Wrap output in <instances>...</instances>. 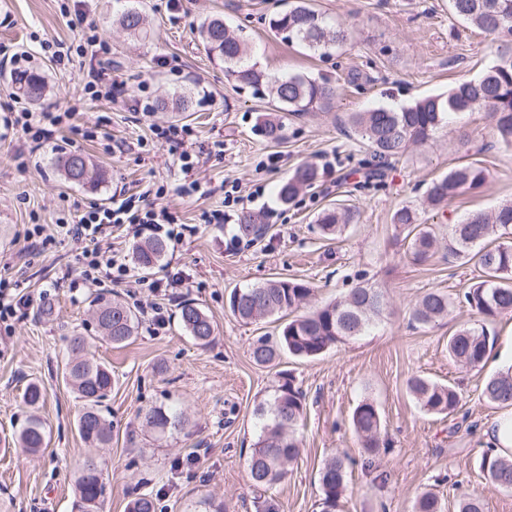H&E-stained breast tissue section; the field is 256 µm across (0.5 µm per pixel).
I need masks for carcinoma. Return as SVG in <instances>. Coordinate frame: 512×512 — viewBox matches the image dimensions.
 <instances>
[{"label": "carcinoma", "mask_w": 512, "mask_h": 512, "mask_svg": "<svg viewBox=\"0 0 512 512\" xmlns=\"http://www.w3.org/2000/svg\"><path fill=\"white\" fill-rule=\"evenodd\" d=\"M449 9L458 20L472 25L493 39L512 46V0H448ZM118 24L133 34L145 33L140 11L128 8L117 17ZM270 29L285 41L296 43L320 57L330 55L345 39V30L323 13L313 9L308 0H292L290 7L270 20ZM200 36L210 54L226 65L228 76L253 89L257 95L267 91L280 112L301 116L314 109L331 107L336 85L327 77L293 74L271 75L257 64L248 62L249 46L224 20L213 18L202 25ZM10 82L22 96L38 101L44 92L43 76L36 70L15 69ZM485 107L496 132L497 143L512 148V55H500L478 78L462 79L448 93L427 95L400 107L381 106L367 112H354L348 122L365 141L373 158L388 162L401 157L413 145H424L435 133L455 118ZM64 178L78 185H95L103 178L99 168L81 154L56 159ZM487 169L477 162L458 165L448 174L433 180L426 190L429 206L438 208L465 190L482 187ZM317 180L314 166L304 164L281 184L279 200L287 204L300 189ZM355 214L349 209L331 207L318 216L322 234L329 240L342 233ZM392 223L408 229L413 260L424 262L442 247L453 259L470 263L477 271L463 292L464 303L482 317L479 323L460 326L448 335V356L462 369H480L489 358L494 339L486 322L512 313V200L500 203L490 212L476 211L457 224L448 226V240L440 244L434 230L418 223L417 213L401 207L392 215ZM268 230L263 211H246L238 217L240 235L251 241ZM166 243L152 239L135 246L137 264L150 269L165 255ZM313 293V288L296 279L275 278L262 284L234 289L228 299L232 314L245 323L271 317H288L276 336H261L249 349V356L259 366H268L286 353L300 360L317 358L339 343L362 335L386 310L384 293L372 286L359 285L348 293L306 313H298ZM448 294L438 289L423 294L412 309V318L421 325L434 324L448 317ZM97 327L116 345L130 341L138 327L136 313L125 304L98 298L92 304ZM180 321L198 345L209 344L214 337L212 317L197 303L180 304ZM86 338L76 335L69 342V358L64 381L83 402L78 431L91 447L112 441V424L103 412V403L112 392V369L86 356ZM407 389L420 408L428 414L448 417L460 404V395L452 384H442L420 375L407 380ZM482 395L492 405L512 406V367L487 377ZM306 410V395L290 373L279 374L274 394L257 405L255 414L264 420L261 434L250 449L248 468L256 488L273 486L288 473V467L300 455L295 435ZM147 427L165 433L181 424V417L162 408L150 409L142 416ZM351 424L363 448L365 465L390 451L383 435V421L376 403L365 398L354 408ZM22 447L37 452L45 447L47 435L42 421L33 416L20 432ZM480 467L495 486L512 491V458L487 452ZM346 457L336 455L325 462L320 473L322 507L338 512L347 489ZM77 512H102L105 495V463L94 457L84 461L78 482ZM414 512H442L438 496L422 492L415 500ZM127 512H156L155 498L140 494L131 500Z\"/></svg>", "instance_id": "1"}]
</instances>
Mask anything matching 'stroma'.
Segmentation results:
<instances>
[{"instance_id":"obj_1","label":"stroma","mask_w":512,"mask_h":512,"mask_svg":"<svg viewBox=\"0 0 512 512\" xmlns=\"http://www.w3.org/2000/svg\"><path fill=\"white\" fill-rule=\"evenodd\" d=\"M131 3L148 19L146 38L130 36L114 21L115 0L87 2L86 21L108 45L100 68L130 89L148 84L157 103L187 97L190 116L88 99L24 168L15 157L26 142L22 131L0 137V279L14 299L46 288L51 302L49 315L35 317L34 307L25 306L9 328L0 329V512H73L80 464L92 453L105 463L104 512H127L141 493L156 497L157 512H201L205 499L223 504L224 512H258L264 498L275 512H321L325 460L362 456L350 417L366 397L379 407L391 450L373 468H349L342 512H412L426 489L438 495L443 512H457L464 494L478 497L484 512H512V491L491 484L480 468L488 449L483 431L504 414L483 398L482 385L486 374L512 366V313L492 323L495 345L483 371L459 369L447 341L450 331L478 320L461 301L473 267L448 262L441 253L415 263L405 230L391 222L395 210L409 206L419 223L444 237L468 213L512 199V149L497 146L480 108L457 130L410 147L386 168L382 181L368 182L361 166L369 151L348 124L351 113L405 105L446 92L459 78L481 76L499 56L498 42L458 22L448 0H312L347 31L345 42L322 58L271 32L268 21L285 0ZM210 17L243 27L252 59L265 71L330 78L339 88L332 108L303 116L278 113L269 97L240 87L198 35ZM81 33V26L62 17L59 0H0V42L14 45L43 74V110L69 109L82 72L76 63L55 64L41 44H71ZM353 70L366 75L362 87L348 84ZM270 114L283 124L278 144L259 131ZM157 124L184 125L191 134L181 145L161 143L152 132ZM108 138L116 151L105 152ZM469 149L488 169V182L442 208L425 207L428 182L447 174ZM70 152L92 159L104 182L66 183L55 160ZM186 153L196 160L189 169L182 161ZM271 155L277 158L272 166L266 163ZM304 164L318 167L316 183L281 203L280 183ZM229 182L245 196V209L269 215L270 230L257 242L239 237L236 217L224 224L208 221L211 212L223 209L221 187ZM190 183L197 184L199 196L178 195V187ZM131 195L171 213L183 234L168 242L154 270L136 268L123 282L88 286L77 276V246L59 234L56 221ZM338 204L351 208L355 219L336 240H324L316 219ZM35 224L49 241L33 250L26 232ZM175 276L182 284L174 288ZM274 277L308 283L314 306L365 281L384 291L388 307L369 333L319 358L284 357L278 368L261 367L251 360L250 345L259 336L276 335L280 322L271 317L243 323L228 311L227 299L232 289ZM432 289L448 293L451 311L435 324L414 323V304ZM96 298L117 299L136 311L133 340L115 346L97 335L90 308ZM187 300L213 317L208 346L195 345L181 327L179 307ZM157 313L164 326L155 325ZM76 332L87 336L89 355L110 367L116 380L108 400L112 442L96 450L78 434L82 403L62 379L66 338ZM281 369L293 372L306 394L297 428L301 456L283 482L262 493L252 487L247 466L248 450L261 432L254 407L272 396ZM413 375L454 384L461 395L457 413L443 418L424 412L406 388ZM33 380L46 391L36 410L23 399ZM154 407L181 413L182 426L163 434L143 426L142 413ZM33 415L43 422L49 443L30 453L20 447L18 434Z\"/></svg>"}]
</instances>
